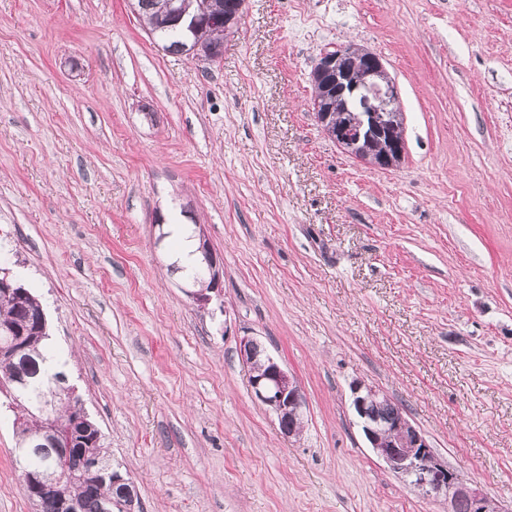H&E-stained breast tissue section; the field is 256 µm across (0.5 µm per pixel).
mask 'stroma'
I'll return each instance as SVG.
<instances>
[{
	"label": "stroma",
	"mask_w": 512,
	"mask_h": 512,
	"mask_svg": "<svg viewBox=\"0 0 512 512\" xmlns=\"http://www.w3.org/2000/svg\"><path fill=\"white\" fill-rule=\"evenodd\" d=\"M349 43L398 86L397 168L311 110ZM186 203L224 267L204 310L155 242ZM1 267L143 512H446L369 448L355 381L512 512V0H246L207 67L128 0H0ZM245 336L297 380L298 436L254 400ZM0 512H37L4 409ZM142 3L141 1H138V4L135 3V7H133L134 10L136 8L138 11V7L141 6ZM138 14L145 21L149 33L153 36L155 41L161 43L165 49H167L166 46H178L181 38L180 33L172 28L162 27L163 22L160 21L154 9H140Z\"/></svg>",
	"instance_id": "35a3bbf8"
}]
</instances>
